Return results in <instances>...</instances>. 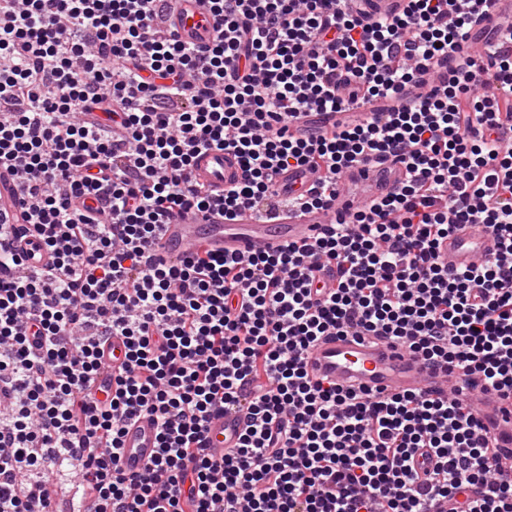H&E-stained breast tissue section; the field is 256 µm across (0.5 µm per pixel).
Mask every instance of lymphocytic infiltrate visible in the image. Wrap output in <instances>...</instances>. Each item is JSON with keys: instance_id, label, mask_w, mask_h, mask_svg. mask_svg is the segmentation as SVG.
<instances>
[{"instance_id": "lymphocytic-infiltrate-1", "label": "lymphocytic infiltrate", "mask_w": 512, "mask_h": 512, "mask_svg": "<svg viewBox=\"0 0 512 512\" xmlns=\"http://www.w3.org/2000/svg\"><path fill=\"white\" fill-rule=\"evenodd\" d=\"M171 0H0V170L51 255L30 271L0 223V512H53L27 482L45 451L79 466L89 512H430L466 487L462 512H512V475L458 396L470 375L512 394V54L463 52L494 7L406 0H206L211 45H182ZM448 75L416 104L375 110L427 65ZM371 107L323 132L306 112ZM234 152L243 180L192 182L194 155ZM407 177L305 244L152 261L162 225L276 203V176L325 168L296 206L328 208L340 176L385 155ZM103 201L100 215L80 199ZM476 224L490 260L449 271L438 249ZM381 336L458 373L456 394L378 395L311 379L331 334ZM127 351L106 399L94 392L102 338ZM249 424L221 456L211 416ZM159 452L141 472L121 438L141 414ZM428 449L433 463L416 470Z\"/></svg>"}]
</instances>
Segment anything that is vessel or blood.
<instances>
[{"instance_id": "vessel-or-blood-1", "label": "vessel or blood", "mask_w": 512, "mask_h": 512, "mask_svg": "<svg viewBox=\"0 0 512 512\" xmlns=\"http://www.w3.org/2000/svg\"><path fill=\"white\" fill-rule=\"evenodd\" d=\"M173 33L186 45L203 46L215 34V23L205 0H172L170 13ZM374 176L363 177L360 169L342 176L345 184L329 209L301 211L282 205L258 211L242 208L234 222L223 216L185 214L162 225L152 254L155 259L175 262L188 251L204 249L226 255L272 251L288 243H309L321 236L345 211L362 207L372 197L397 188L405 177L403 164L394 157L375 161ZM194 182L221 190L241 180V168L232 152L212 148L200 153L191 171ZM280 185L308 190L315 186L316 173L306 169L291 170L278 178ZM23 204L14 190L8 173L0 174V222L13 223ZM498 241L492 234L477 228L456 231L442 241L439 261L450 270L473 267L494 256ZM105 369L99 381L108 384L111 373L119 372L125 358L121 337L114 336L100 345ZM309 375L343 388L371 390L383 394L405 391H428L444 394L452 387L454 377L446 364L426 363L397 343L375 336H324L311 349L307 358ZM481 378H474L470 390L480 403L476 415L481 426L497 442L502 461L512 460V397L484 392ZM248 420L244 412L224 410L210 422L207 446L215 454L233 447ZM157 423L152 415L139 416L127 428L122 441L121 465L130 473L144 469L158 454Z\"/></svg>"}]
</instances>
